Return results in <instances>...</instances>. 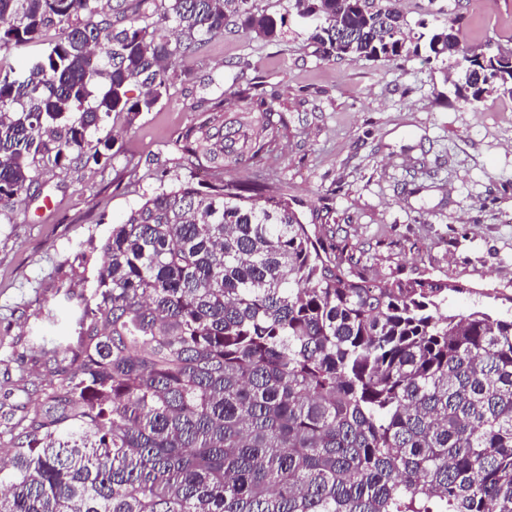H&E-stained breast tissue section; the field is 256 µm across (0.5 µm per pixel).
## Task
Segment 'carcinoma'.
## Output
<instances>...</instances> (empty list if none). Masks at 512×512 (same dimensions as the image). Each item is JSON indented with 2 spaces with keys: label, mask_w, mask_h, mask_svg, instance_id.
<instances>
[{
  "label": "carcinoma",
  "mask_w": 512,
  "mask_h": 512,
  "mask_svg": "<svg viewBox=\"0 0 512 512\" xmlns=\"http://www.w3.org/2000/svg\"><path fill=\"white\" fill-rule=\"evenodd\" d=\"M290 2L324 58L406 44L392 0ZM231 18L285 23L249 0H0V217L50 170L109 161V120L169 98L175 59ZM459 23H420L413 53L459 58L470 105L512 98V52ZM239 95L242 116L221 99L181 136L214 180L131 209L65 292L72 334L0 437V512H512V312L452 313L462 287L424 272L370 280L280 184L224 178L271 152V103Z\"/></svg>",
  "instance_id": "1"
}]
</instances>
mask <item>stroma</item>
Listing matches in <instances>:
<instances>
[{
  "label": "stroma",
  "mask_w": 512,
  "mask_h": 512,
  "mask_svg": "<svg viewBox=\"0 0 512 512\" xmlns=\"http://www.w3.org/2000/svg\"><path fill=\"white\" fill-rule=\"evenodd\" d=\"M412 33L462 14L471 47H512V0H395ZM287 14L269 41L230 24L179 58L173 94L119 131L107 165L74 163L47 175L0 222V431L27 411L40 386L41 343L71 331L66 290H82L95 263L79 256L179 172L176 141L205 101L246 111L237 92L261 86L284 124L272 152L236 180L283 183L304 212L328 221L372 278L427 272L465 284L448 297L465 312L484 293L512 295V99L466 105L456 59L402 53L384 62L324 58L288 0H251Z\"/></svg>",
  "instance_id": "35a3bbf8"
}]
</instances>
